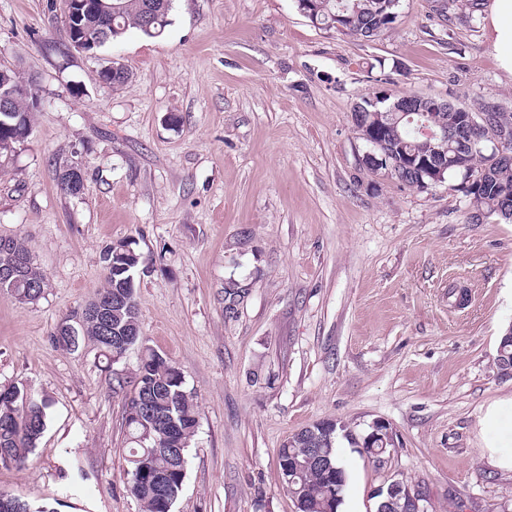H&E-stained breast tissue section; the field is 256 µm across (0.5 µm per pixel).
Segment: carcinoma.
Segmentation results:
<instances>
[{"label": "carcinoma", "instance_id": "obj_1", "mask_svg": "<svg viewBox=\"0 0 512 512\" xmlns=\"http://www.w3.org/2000/svg\"><path fill=\"white\" fill-rule=\"evenodd\" d=\"M297 8L314 16L321 28L338 30L346 35L375 39L390 29L396 21L397 7L382 9L379 0H296ZM154 6L156 24L146 28L142 23L146 5ZM171 0H112V17L85 16V21L97 45L90 52L97 53L104 46L120 40L130 29L155 38L169 25ZM33 108L25 100L14 104V116L0 125V148L20 142L22 132L30 125ZM352 116L354 129L360 140L371 134L369 113ZM484 137L512 139V113L502 112L498 106L485 104ZM448 129V148L456 150L455 166L445 171L448 181L455 182L456 191L486 215L508 218L512 210V160H495L488 154H468L457 148L458 127L453 113L424 108L410 112L400 120L376 131L385 142L384 149L401 162L403 185L420 188L418 171L404 162L411 153L433 157L435 153L427 139L419 133L423 125ZM8 251H0V264L19 253L25 263L17 276L0 280V291L14 295L22 302L32 303L43 294L46 275L37 267L27 247L14 239H0ZM106 286L98 294L105 309L103 321L94 316L82 317L76 325L77 336H53V342L68 348L88 338L101 347L116 362L136 344H141V355L130 380L117 379L119 388L129 387L125 397V429L129 444L131 475L128 490L141 504L143 512H172L183 490L187 475V452L199 423L196 396L185 387L180 367L165 354L143 344L140 336L139 309L135 281L128 279L140 263V254L132 243H120L104 253ZM495 367L501 372L512 369V338L500 340ZM49 402L24 386L0 389V448L6 450L11 463L22 466L47 426ZM322 435L316 425L292 434L279 449L282 476L291 495L304 493L308 512H338L336 504V470L342 468L338 452L339 431L319 445L314 435ZM321 447L323 457L314 459L308 449Z\"/></svg>", "mask_w": 512, "mask_h": 512}]
</instances>
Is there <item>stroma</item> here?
<instances>
[{"label":"stroma","instance_id":"stroma-1","mask_svg":"<svg viewBox=\"0 0 512 512\" xmlns=\"http://www.w3.org/2000/svg\"><path fill=\"white\" fill-rule=\"evenodd\" d=\"M490 0H400L366 41L313 26L295 0H173L157 38L128 31L96 57H60L62 0H0V69L35 81L30 136L0 154V238L48 278L0 292V386L47 397L24 466L0 495L50 512H141L129 493L124 395L138 349L109 363L52 337L130 241L145 343L200 409L173 512H298L278 450L323 420L390 423L377 468L340 442V512H376L391 480L434 512H512V472L482 453L478 419L512 396L494 360L512 327V221L470 220L459 192L378 179L351 111L386 88L512 112ZM130 73L115 87L101 68ZM80 166V194L57 177ZM238 291V300L224 296Z\"/></svg>","mask_w":512,"mask_h":512}]
</instances>
